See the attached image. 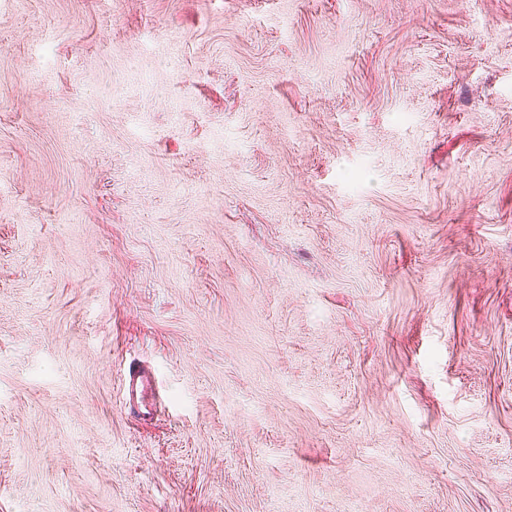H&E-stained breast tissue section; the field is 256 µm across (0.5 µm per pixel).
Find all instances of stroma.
I'll return each mask as SVG.
<instances>
[{"instance_id":"35a3bbf8","label":"stroma","mask_w":512,"mask_h":512,"mask_svg":"<svg viewBox=\"0 0 512 512\" xmlns=\"http://www.w3.org/2000/svg\"><path fill=\"white\" fill-rule=\"evenodd\" d=\"M0 512H512V0H0ZM122 382V406L140 420L151 418L154 414L152 373L143 366L130 363L124 370Z\"/></svg>"}]
</instances>
